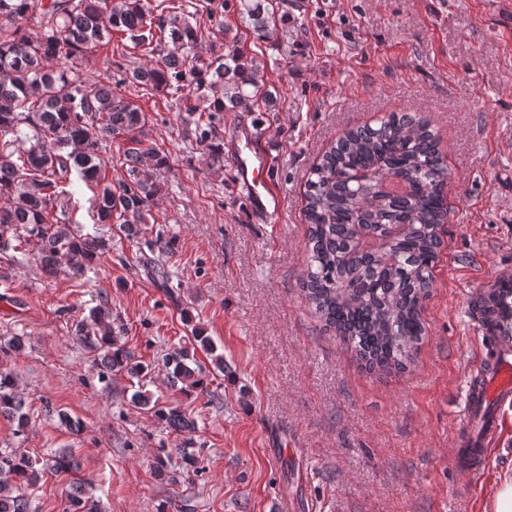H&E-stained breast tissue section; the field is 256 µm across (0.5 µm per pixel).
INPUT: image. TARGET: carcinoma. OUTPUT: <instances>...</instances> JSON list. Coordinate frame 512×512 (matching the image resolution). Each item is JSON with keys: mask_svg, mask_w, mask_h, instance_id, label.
Here are the masks:
<instances>
[{"mask_svg": "<svg viewBox=\"0 0 512 512\" xmlns=\"http://www.w3.org/2000/svg\"><path fill=\"white\" fill-rule=\"evenodd\" d=\"M224 14V0H204L189 13L178 0H0V254L28 258L30 243L44 273L64 267L74 278L96 272L112 238L83 232L73 220L75 186L93 190L92 224L120 225L124 238L141 225L160 192L147 172L166 164L147 144L146 113L112 89V80L88 82L82 66L104 40L118 33L148 55L151 68H127L122 82L174 98L182 123L212 163H224V112L259 105V68L234 40L211 44L210 61L197 54L198 15ZM251 28L268 31L261 3L246 5ZM32 22V34L24 24ZM120 141L124 177L112 183L102 150ZM448 165L440 136L425 115L389 113L344 133L312 167L305 188L307 251L300 282L307 304L329 331L372 368H401L424 334L420 312L433 286L440 226L448 205ZM78 340L97 356L99 379L147 375L148 366L121 344L125 328L99 297L75 323ZM224 372V356L204 331L162 357L172 382L197 389L207 379L197 352ZM134 403L154 411L174 433L196 429L179 406L158 405L137 391ZM26 400L13 374L0 369V417L28 427ZM77 466L73 449L40 458L0 450V512H32L23 487L48 473ZM65 512H89V489L76 481L66 491Z\"/></svg>", "mask_w": 512, "mask_h": 512, "instance_id": "carcinoma-1", "label": "carcinoma"}]
</instances>
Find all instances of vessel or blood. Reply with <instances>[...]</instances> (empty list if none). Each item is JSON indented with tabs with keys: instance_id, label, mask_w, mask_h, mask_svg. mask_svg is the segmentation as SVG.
<instances>
[{
	"instance_id": "1",
	"label": "vessel or blood",
	"mask_w": 512,
	"mask_h": 512,
	"mask_svg": "<svg viewBox=\"0 0 512 512\" xmlns=\"http://www.w3.org/2000/svg\"><path fill=\"white\" fill-rule=\"evenodd\" d=\"M234 141L235 180L247 190L253 212L262 219L278 216L284 206L282 197L258 178L268 168L269 156L259 147L256 131L239 126ZM475 315L479 331L489 340L466 398L469 416L478 420L479 428L460 439L459 446L478 464L486 458L491 441L500 432V408L512 404V347L502 342L503 337L512 335V277L490 281L475 307Z\"/></svg>"
}]
</instances>
